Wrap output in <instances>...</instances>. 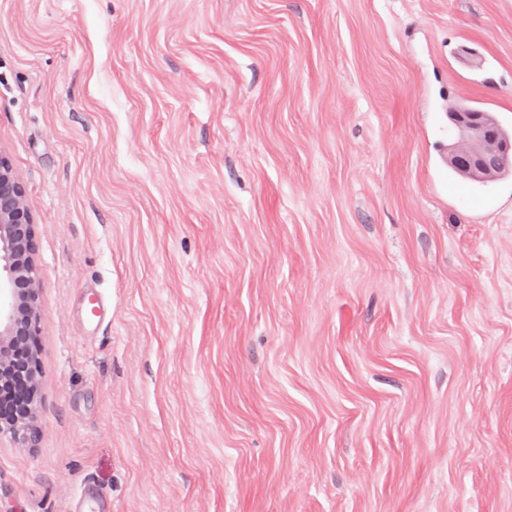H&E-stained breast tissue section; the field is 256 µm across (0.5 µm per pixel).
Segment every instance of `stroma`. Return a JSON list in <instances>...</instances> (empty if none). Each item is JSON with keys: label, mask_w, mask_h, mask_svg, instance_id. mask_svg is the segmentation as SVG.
Instances as JSON below:
<instances>
[{"label": "stroma", "mask_w": 512, "mask_h": 512, "mask_svg": "<svg viewBox=\"0 0 512 512\" xmlns=\"http://www.w3.org/2000/svg\"><path fill=\"white\" fill-rule=\"evenodd\" d=\"M512 0H0L36 224L0 512H512ZM460 109L469 112H458L456 126L460 130L461 141L451 149L449 160L474 175L494 170V174H502L511 170L512 167L496 170L503 158L511 157V141H503L492 132L481 109L472 105H463Z\"/></svg>", "instance_id": "obj_1"}]
</instances>
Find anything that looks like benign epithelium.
<instances>
[{"label":"benign epithelium","instance_id":"1","mask_svg":"<svg viewBox=\"0 0 512 512\" xmlns=\"http://www.w3.org/2000/svg\"><path fill=\"white\" fill-rule=\"evenodd\" d=\"M461 141L449 160L479 175L512 155V143L501 140L484 113H458ZM8 299L0 301V384L11 386L18 403L0 408V437L33 445L38 436L37 336L40 335V289L37 275L35 224L25 200V188L7 155L0 150V286Z\"/></svg>","mask_w":512,"mask_h":512}]
</instances>
